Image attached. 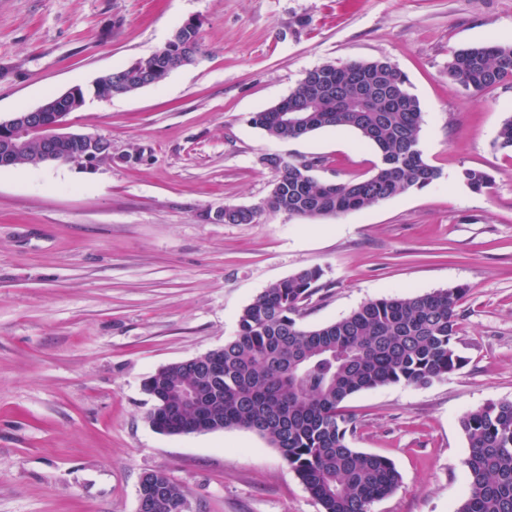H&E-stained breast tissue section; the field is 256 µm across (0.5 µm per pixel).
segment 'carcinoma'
Segmentation results:
<instances>
[{
	"label": "carcinoma",
	"mask_w": 512,
	"mask_h": 512,
	"mask_svg": "<svg viewBox=\"0 0 512 512\" xmlns=\"http://www.w3.org/2000/svg\"><path fill=\"white\" fill-rule=\"evenodd\" d=\"M200 24L190 20L152 54L97 79L120 81L131 95L149 79L163 82L203 53ZM448 76L480 93L512 78V43L490 42L448 53ZM301 112L302 131L281 111ZM252 124L274 140H295L324 129H349L374 146L380 163L352 182L330 184L314 172L324 159L287 160L272 152L262 165L276 179L267 210L304 219L336 218L371 208L441 178L424 158L419 132L424 112L407 76L383 59L325 62L307 71L293 91L256 112ZM495 144L512 150V116ZM462 182L475 192L492 177L466 168ZM257 216L224 206V223L252 224ZM323 271L305 267L269 285L241 312L234 336L218 350L158 369L143 383L154 407L150 420L168 434L219 426L244 429L278 449L324 512H369L400 483L395 464L351 446L358 421L344 403L391 384L426 386L460 369L454 346L464 288L369 301L323 325L301 324L305 307L322 291ZM468 442L463 459L469 494L456 512H512V401L467 412L460 421ZM144 493L153 512H175L187 500L182 485L163 473L147 475Z\"/></svg>",
	"instance_id": "carcinoma-1"
}]
</instances>
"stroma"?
I'll return each mask as SVG.
<instances>
[{"label": "stroma", "mask_w": 512, "mask_h": 512, "mask_svg": "<svg viewBox=\"0 0 512 512\" xmlns=\"http://www.w3.org/2000/svg\"><path fill=\"white\" fill-rule=\"evenodd\" d=\"M192 18L195 63L69 115L71 131L110 141L111 159L0 168V512H137L152 471L184 486L191 512H323L264 438L158 433L143 390L160 367L223 346L270 284L316 266L329 292L307 326L389 295L465 288L461 370L346 403L353 447L401 474L370 512H456L469 490L460 420L512 400V152L494 145L512 79L469 93L449 78L448 52L512 42V0H0V118L92 86ZM374 59L407 75L441 178L338 218L212 223L268 196L267 152L327 159L322 180L370 175L378 154L353 131L276 141L250 117L308 69ZM466 168L491 185L471 191Z\"/></svg>", "instance_id": "stroma-1"}]
</instances>
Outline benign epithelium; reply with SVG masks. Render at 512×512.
Instances as JSON below:
<instances>
[{"label": "benign epithelium", "mask_w": 512, "mask_h": 512, "mask_svg": "<svg viewBox=\"0 0 512 512\" xmlns=\"http://www.w3.org/2000/svg\"><path fill=\"white\" fill-rule=\"evenodd\" d=\"M76 96L78 92L73 87L58 95L52 102L44 103L34 109L16 112L6 121L0 120V138L7 139V142L12 145L9 159H14L15 153L22 150L30 140H37L41 144V153L35 162L37 166L58 162L56 149L60 145L74 147L71 161L81 167L111 156L110 151L105 149L104 138L66 131L69 113L61 112L59 108L68 104Z\"/></svg>", "instance_id": "benign-epithelium-1"}]
</instances>
